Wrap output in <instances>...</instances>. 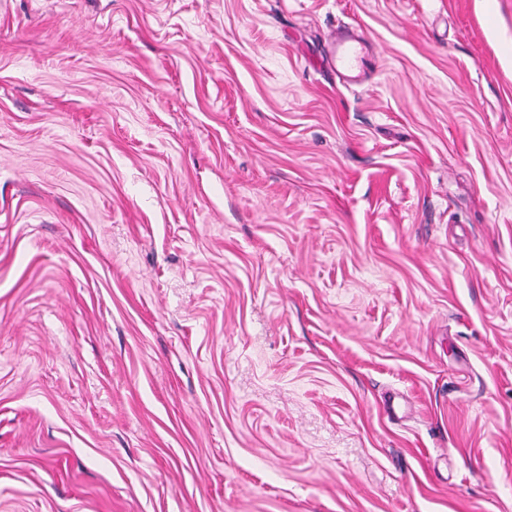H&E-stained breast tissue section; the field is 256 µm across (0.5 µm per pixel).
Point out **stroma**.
I'll return each mask as SVG.
<instances>
[{"mask_svg":"<svg viewBox=\"0 0 512 512\" xmlns=\"http://www.w3.org/2000/svg\"><path fill=\"white\" fill-rule=\"evenodd\" d=\"M0 512H512V0H0ZM330 51L331 63L345 83L359 81L370 61L371 44L356 29L336 28Z\"/></svg>","mask_w":512,"mask_h":512,"instance_id":"stroma-1","label":"stroma"}]
</instances>
